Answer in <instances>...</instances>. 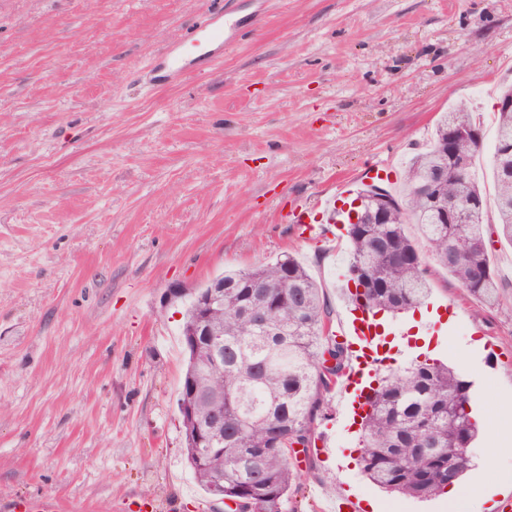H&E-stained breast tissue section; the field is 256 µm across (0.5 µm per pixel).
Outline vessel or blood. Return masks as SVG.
Returning a JSON list of instances; mask_svg holds the SVG:
<instances>
[{
    "instance_id": "obj_1",
    "label": "vessel or blood",
    "mask_w": 512,
    "mask_h": 512,
    "mask_svg": "<svg viewBox=\"0 0 512 512\" xmlns=\"http://www.w3.org/2000/svg\"><path fill=\"white\" fill-rule=\"evenodd\" d=\"M227 14L223 0H213L206 20L148 65L150 84L177 83L188 76L203 74L220 62L225 48L235 44L246 29L241 22H227ZM339 333L348 339L351 357L336 390L341 400H351L362 407L369 394L362 378L371 367L382 361L383 355L379 344L364 335L356 320L343 321Z\"/></svg>"
}]
</instances>
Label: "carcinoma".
<instances>
[{"label":"carcinoma","instance_id":"obj_1","mask_svg":"<svg viewBox=\"0 0 512 512\" xmlns=\"http://www.w3.org/2000/svg\"><path fill=\"white\" fill-rule=\"evenodd\" d=\"M463 136L455 153L468 161L456 168L443 146L453 131ZM480 119L450 110L435 128L429 146L411 159L403 196L394 198L387 219L367 196L365 223L346 228L349 267L359 276L349 302L372 313L422 306L430 294L424 256L431 257L471 295L490 307L499 302V280L490 248L491 233L512 246V110L495 116L490 160L495 183L496 225L484 224L487 199L473 168L480 153ZM414 225L423 242L407 233ZM461 252L450 258L451 246ZM224 301L210 323L221 337L224 367L206 370L213 354L188 351L179 398L192 401L196 420L182 424L184 454L206 492L224 482L227 512H285L288 492L299 478L294 446L312 447L314 424L325 415V397L348 365L347 346L336 339L333 309L303 264L288 254L249 270L229 271ZM262 308L272 325L253 324ZM468 381L450 366L417 361L382 377L361 417L362 472L378 487L404 497L426 499L445 493L448 469L459 479L475 466L458 453L472 442L478 424L472 415ZM224 416V445L196 447V432ZM429 446L431 453L420 449Z\"/></svg>","mask_w":512,"mask_h":512}]
</instances>
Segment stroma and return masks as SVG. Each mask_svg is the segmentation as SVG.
Masks as SVG:
<instances>
[{
  "label": "stroma",
  "instance_id": "1",
  "mask_svg": "<svg viewBox=\"0 0 512 512\" xmlns=\"http://www.w3.org/2000/svg\"><path fill=\"white\" fill-rule=\"evenodd\" d=\"M210 0H0V508L199 512L177 399L186 296L228 270L293 254L344 321L347 242L309 232L312 202L365 189L427 145L442 112L476 113L475 175L492 188L495 104L512 84V0H268L263 23L204 75L159 91L142 75ZM485 306L430 266L450 327L433 357L471 381L483 430L451 494L382 491L359 428L329 395L295 464L288 512L347 489L376 512H466L480 484L512 491L495 443L512 393V248ZM183 295L168 300L170 289ZM425 359V309L387 317Z\"/></svg>",
  "mask_w": 512,
  "mask_h": 512
}]
</instances>
